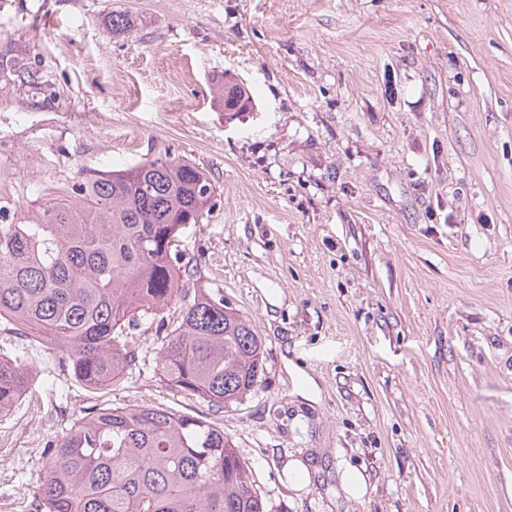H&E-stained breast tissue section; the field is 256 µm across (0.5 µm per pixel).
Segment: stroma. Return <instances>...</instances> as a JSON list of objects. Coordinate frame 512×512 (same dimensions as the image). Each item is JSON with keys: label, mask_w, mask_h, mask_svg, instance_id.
Returning <instances> with one entry per match:
<instances>
[{"label": "stroma", "mask_w": 512, "mask_h": 512, "mask_svg": "<svg viewBox=\"0 0 512 512\" xmlns=\"http://www.w3.org/2000/svg\"><path fill=\"white\" fill-rule=\"evenodd\" d=\"M0 54L49 80L0 69V199L165 153L204 168L183 285L264 345L218 412L161 380L155 321L140 369L93 390L55 386L61 351L1 320L33 384L0 418V512H42L43 450L95 404L217 424L277 512H512V0H0ZM225 75L255 102L230 122ZM340 489L346 499H360L367 493L368 482L366 475H363L356 468L347 469L341 476Z\"/></svg>", "instance_id": "stroma-1"}]
</instances>
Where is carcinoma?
Here are the masks:
<instances>
[{
  "mask_svg": "<svg viewBox=\"0 0 512 512\" xmlns=\"http://www.w3.org/2000/svg\"><path fill=\"white\" fill-rule=\"evenodd\" d=\"M218 90L224 108H253L244 83ZM74 194L30 215L0 205V320L52 337L67 376L99 389L138 364L134 323L174 305L163 380L219 409L247 399L262 338L224 299L179 286L181 234L212 207L208 174L166 154L90 170ZM26 361L0 355V417L28 388ZM46 455L47 512H274L224 429L199 417L94 405Z\"/></svg>",
  "mask_w": 512,
  "mask_h": 512,
  "instance_id": "1",
  "label": "carcinoma"
}]
</instances>
